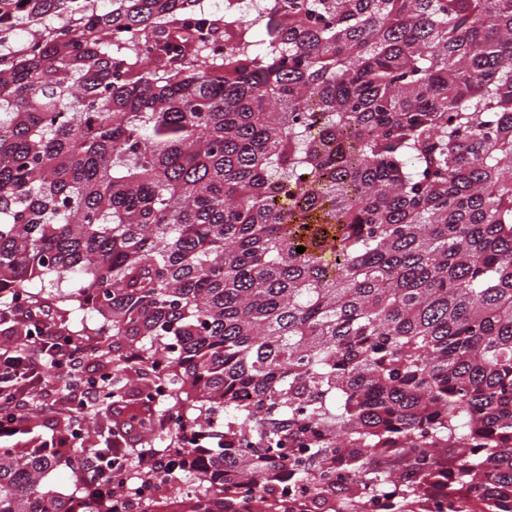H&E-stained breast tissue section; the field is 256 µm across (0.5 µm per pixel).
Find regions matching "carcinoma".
Here are the masks:
<instances>
[{
	"instance_id": "carcinoma-1",
	"label": "carcinoma",
	"mask_w": 512,
	"mask_h": 512,
	"mask_svg": "<svg viewBox=\"0 0 512 512\" xmlns=\"http://www.w3.org/2000/svg\"><path fill=\"white\" fill-rule=\"evenodd\" d=\"M108 2L0 0V318L166 385L173 512H512V0ZM95 453L0 443V512H123Z\"/></svg>"
}]
</instances>
